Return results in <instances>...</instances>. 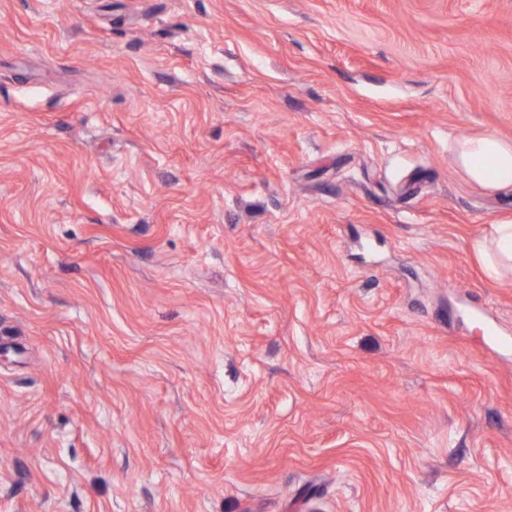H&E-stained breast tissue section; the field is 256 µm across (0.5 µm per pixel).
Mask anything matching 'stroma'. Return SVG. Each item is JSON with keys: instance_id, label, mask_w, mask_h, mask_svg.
<instances>
[{"instance_id": "35a3bbf8", "label": "stroma", "mask_w": 512, "mask_h": 512, "mask_svg": "<svg viewBox=\"0 0 512 512\" xmlns=\"http://www.w3.org/2000/svg\"><path fill=\"white\" fill-rule=\"evenodd\" d=\"M512 0H0V512H512ZM454 157L470 179L484 188L512 190V143L494 134L461 138ZM493 251L485 244H478V251L485 256L486 270L489 277L495 278L498 267L506 262L512 267V224H496L495 235L492 240Z\"/></svg>"}]
</instances>
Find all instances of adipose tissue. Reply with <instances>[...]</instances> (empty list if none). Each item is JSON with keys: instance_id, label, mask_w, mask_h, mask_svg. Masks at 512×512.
Returning <instances> with one entry per match:
<instances>
[{"instance_id": "adipose-tissue-1", "label": "adipose tissue", "mask_w": 512, "mask_h": 512, "mask_svg": "<svg viewBox=\"0 0 512 512\" xmlns=\"http://www.w3.org/2000/svg\"><path fill=\"white\" fill-rule=\"evenodd\" d=\"M454 157L471 180L492 191L512 190V143L494 134L462 138Z\"/></svg>"}]
</instances>
